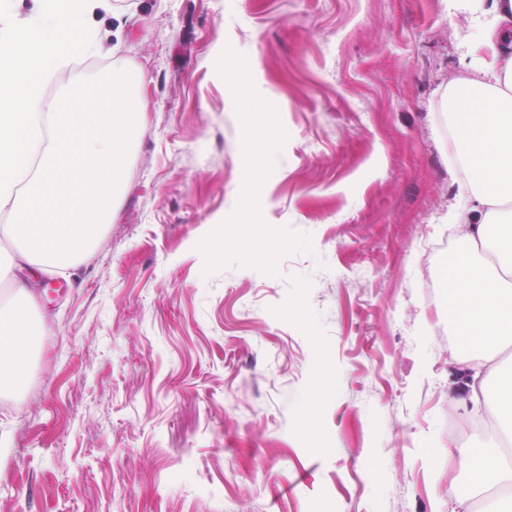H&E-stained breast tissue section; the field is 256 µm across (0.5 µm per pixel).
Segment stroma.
<instances>
[{"label":"stroma","mask_w":512,"mask_h":512,"mask_svg":"<svg viewBox=\"0 0 512 512\" xmlns=\"http://www.w3.org/2000/svg\"><path fill=\"white\" fill-rule=\"evenodd\" d=\"M450 0H112L56 98L121 66L122 197L35 303L0 392V512H448L493 436L449 292L466 194L441 97L479 30ZM248 86L246 105L232 86Z\"/></svg>","instance_id":"1"}]
</instances>
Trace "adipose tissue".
Masks as SVG:
<instances>
[{"mask_svg":"<svg viewBox=\"0 0 512 512\" xmlns=\"http://www.w3.org/2000/svg\"><path fill=\"white\" fill-rule=\"evenodd\" d=\"M496 16L483 23L467 55L474 75L444 96L461 170L471 192L448 221L463 227L465 250L456 253L454 324L466 343L486 350L512 337V0H495ZM33 338L27 308L0 315V389L16 388L24 375L20 354ZM466 489L455 492L453 512H468L477 492L512 486V460L488 448L460 449Z\"/></svg>","mask_w":512,"mask_h":512,"instance_id":"adipose-tissue-1","label":"adipose tissue"}]
</instances>
